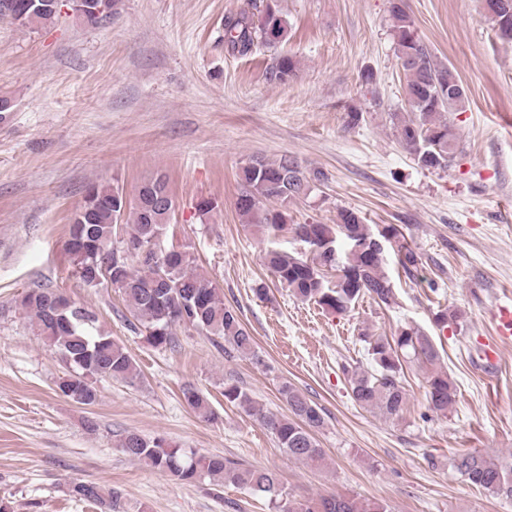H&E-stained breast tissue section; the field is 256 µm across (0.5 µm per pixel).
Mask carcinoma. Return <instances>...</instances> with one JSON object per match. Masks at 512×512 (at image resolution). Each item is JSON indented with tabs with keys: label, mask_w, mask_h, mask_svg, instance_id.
Masks as SVG:
<instances>
[{
	"label": "carcinoma",
	"mask_w": 512,
	"mask_h": 512,
	"mask_svg": "<svg viewBox=\"0 0 512 512\" xmlns=\"http://www.w3.org/2000/svg\"><path fill=\"white\" fill-rule=\"evenodd\" d=\"M16 5L11 21L24 27L55 20L58 8L54 0H42L44 7L25 9L27 0H11ZM118 0H72L76 20L87 26L98 25L112 17ZM397 58L405 71V96L414 117L400 121L398 133L404 147L417 164L427 169H446L453 160L459 135L448 122L447 113L458 112L468 102L459 76L450 68L439 66L427 47L415 36L413 23L402 0H391ZM286 22L266 9L261 21L255 13L242 10L224 18V43L235 55L250 54L262 38L268 42L282 39ZM297 62L284 56L272 66L270 79L284 83L295 74ZM242 188L235 201L236 210L246 223L258 227H284V215L265 206L275 202L286 208L311 191V178L290 157L277 161L256 159L243 168ZM123 189L109 184L91 183L82 203L71 217L67 253L73 259L75 273L84 286L96 288L101 275L102 255L114 247V238L123 230L118 219L126 216L131 224L127 241L149 249L145 256L128 258L118 270L110 271L118 282V291L138 326L146 331L154 347L174 343L173 327L191 325L206 329L226 343L224 352L256 356V342L243 325L237 310L224 305L217 286L193 269L194 259L187 251L162 250L158 240L164 233L175 208L167 181L162 177L144 181L135 200L123 203ZM388 242L395 243L405 270L416 265L415 252L401 242L397 230L386 228ZM294 232L300 240L315 248L316 257L308 261L286 251L267 250L264 263L276 280L302 301H312L336 314L348 312L362 297L369 296L380 306L395 303V294L383 271L384 248L368 249L365 244L378 237L355 211L343 209L338 222L297 224ZM347 248H341V244ZM336 270V281L325 279L322 268ZM21 306L42 336L69 364L71 371L60 378L61 396L84 406L98 399L96 382L113 378L134 382L137 365L123 345L112 339L98 325L97 316L53 288L27 292ZM371 356V367L344 368L352 399L364 409H374L388 419L402 416L408 402L404 387L403 362L415 359L427 367L425 383L428 410L435 415L450 411L457 397V387L440 362L432 337L414 328H403L397 335L364 336ZM280 394L288 404L290 416L266 414L256 406L250 393L235 384L224 386V398L256 416L284 448L288 456L311 463L324 460L315 432L325 420L321 410L305 395L284 383ZM187 405L200 417L210 420L213 411L201 391L184 392ZM118 447L128 456L144 460L153 468L178 481L209 479L215 486L226 484L245 488L269 498L277 512H392L378 499L341 494L296 500L283 495L276 474L266 468L245 467L217 455L198 454L164 437L147 439L128 432ZM452 467L471 484L489 494L512 499V463L470 452L453 459ZM71 492L81 500L116 512L120 496L110 489L85 482L71 483Z\"/></svg>",
	"instance_id": "carcinoma-1"
}]
</instances>
